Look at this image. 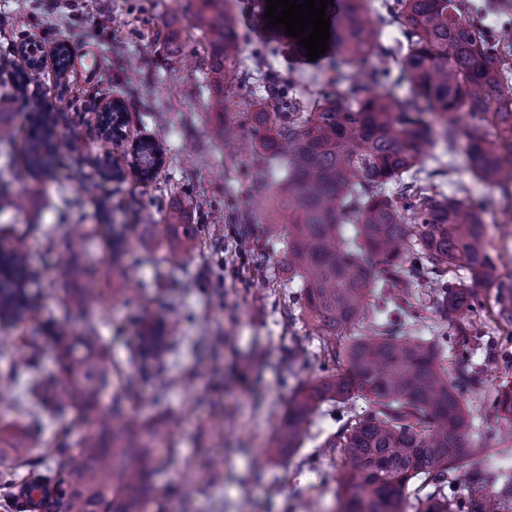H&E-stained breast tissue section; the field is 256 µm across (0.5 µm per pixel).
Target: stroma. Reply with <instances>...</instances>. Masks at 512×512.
<instances>
[{"label": "stroma", "mask_w": 512, "mask_h": 512, "mask_svg": "<svg viewBox=\"0 0 512 512\" xmlns=\"http://www.w3.org/2000/svg\"><path fill=\"white\" fill-rule=\"evenodd\" d=\"M184 5L185 0H0V13L9 15L17 28L35 39L42 30H55L75 60L65 79H57L48 62L30 81L34 101L52 108L66 141L59 164L43 175L26 174L25 147L40 115L20 113L15 124L9 155L21 179L14 187L33 204L19 210L0 201V229L29 232L31 262L40 272L36 286L45 299L24 326L0 328V348L16 347L24 331L42 336V371L54 373L57 344L47 323L60 319L63 298L81 284L77 278L56 281V267L64 260L78 270L95 265L108 291L123 284L142 293L133 303L108 295L96 313L113 372L135 382L130 411L142 420L168 413L187 419L172 440L173 465L153 478L155 512L184 507L190 512H332L334 488L323 482L319 470L276 466L263 454L293 388L314 375L319 364L316 328L289 320L287 287L267 285L254 274L250 260L237 252L231 225L203 241L189 261L160 260L157 233L176 202L190 224L210 223L219 210L242 214L250 245L260 248L270 271L281 270L286 254L283 243L265 237V193L248 136L228 149L216 122L206 119L215 98L205 79L207 45L201 31L188 24ZM254 8L253 0H245L239 19V76L254 71L256 55L267 47L276 54L282 80L295 82L298 93L312 90L313 80L327 75L329 56L297 65L287 41L254 26ZM90 54L99 61L91 76L78 68ZM99 82L111 85L113 98L123 105L126 137L111 148L123 180L94 187L83 177L95 172L94 160L104 143L97 115H75L67 103ZM146 139L158 143L166 159L148 181L131 166L135 144ZM466 195L486 207L501 279L483 289L482 306L472 317L478 336L472 360L453 359L447 366L449 376L469 369L480 372L484 381L483 390L464 396L470 428L462 454L464 468L481 471L484 487L492 492L504 473H512V425L485 399L486 389L501 377L512 379V298L501 294L512 289V223L504 220L512 204L497 189L478 184L468 185ZM107 223L132 224L138 230L131 245L140 261L124 281L117 276L120 263L102 246L91 244L84 255L67 248L72 225L91 229ZM216 241L223 250L213 249ZM383 317L395 334L423 339L445 322L436 313L415 319L391 301ZM158 319L178 344L171 381L163 388L151 375V363L131 358L147 327ZM210 336L224 345L200 377L202 343Z\"/></svg>", "instance_id": "stroma-1"}]
</instances>
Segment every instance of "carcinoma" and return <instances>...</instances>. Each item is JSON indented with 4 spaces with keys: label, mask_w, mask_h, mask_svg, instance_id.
<instances>
[{
    "label": "carcinoma",
    "mask_w": 512,
    "mask_h": 512,
    "mask_svg": "<svg viewBox=\"0 0 512 512\" xmlns=\"http://www.w3.org/2000/svg\"><path fill=\"white\" fill-rule=\"evenodd\" d=\"M190 24L208 44L207 80L216 92L219 132L229 139L240 129L224 113V95L245 88L235 74L240 42L233 0H190ZM336 25L334 77L307 96L281 85L272 63L258 56L256 72L264 94L248 113L270 208L263 214L267 237L286 240L288 283H297L288 312L318 323L320 375L299 383L274 429L267 458L292 460L309 437L313 418L325 404L338 410L341 425L321 445V454L344 459L323 480L336 482L338 512H508L512 477L489 492L476 476L467 494L450 499L442 488L460 470L468 423L464 392L478 377L452 381L443 364L445 348L468 351L473 340L469 317L479 305L478 288L498 275L483 214L440 182L424 180L426 149L434 140L461 148L459 176L499 189L512 198V30L485 25L478 14L492 8L475 0H332ZM29 75L19 70L0 81V145L11 144L15 113L11 94ZM408 90L401 98L398 91ZM110 88L92 86L72 98L74 112H89ZM41 137L28 145L26 167L49 171L59 153L55 114L40 104ZM159 146L137 145L143 173L155 167ZM171 235L166 260L189 255L208 224H186L182 211L166 218ZM128 225L111 227L112 250L130 254ZM91 232H74L69 247L81 253ZM414 256L411 267L405 252ZM27 233L0 237V325L23 323L39 309L31 292L38 274L29 264ZM85 283L67 297L62 320H50L61 347L58 370L40 369L39 337H24L8 353L7 383L20 386L0 418L26 409V397L56 410L70 408L84 433L56 435L44 448L43 425L31 418L21 436L0 428V507L28 512L25 489H44L53 505L47 512H148L155 501L151 478L169 462L165 451L182 421L172 415L150 423L128 414V383L112 385V364L93 320L104 291L97 269L84 271ZM435 286L431 306L448 318L452 333L430 340L397 336L378 323L368 299L386 288L403 296ZM369 327L344 343L336 332ZM135 356L154 359L153 377L167 383L176 356L173 339L157 322ZM109 393L107 403L102 395ZM500 417L512 423V383L487 394ZM365 409L357 410V402ZM61 469L52 467L54 459ZM419 482L415 503L408 486Z\"/></svg>",
    "instance_id": "1"
}]
</instances>
